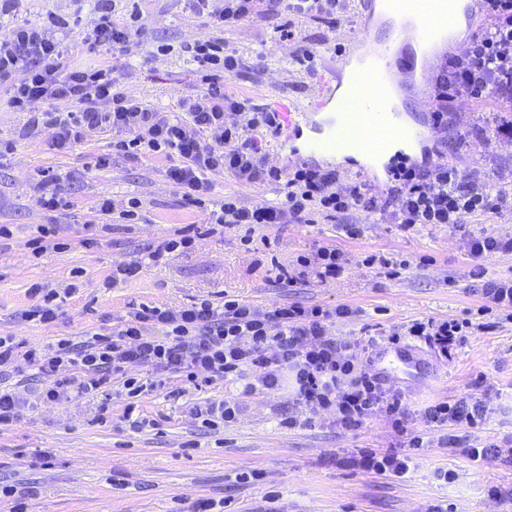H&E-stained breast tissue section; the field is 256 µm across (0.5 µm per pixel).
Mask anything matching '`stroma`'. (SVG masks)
Segmentation results:
<instances>
[{
  "mask_svg": "<svg viewBox=\"0 0 512 512\" xmlns=\"http://www.w3.org/2000/svg\"><path fill=\"white\" fill-rule=\"evenodd\" d=\"M366 2L349 0L332 26L303 22L316 53L306 70L292 65L289 45L275 39L285 15L270 0H259L256 15L224 35L227 49L243 59L241 71L225 79L226 89L260 106L285 96L306 102L317 74L340 76L345 50L362 35ZM134 9L141 12L144 29L130 50L85 51L76 62L114 65L129 94L181 115V100L196 95L200 86L182 45L200 35L205 23L186 0H117L115 16L124 18ZM53 18L65 22L71 42H80L97 18L96 0H17L9 13L0 14V31L16 21L42 26ZM161 45L167 48L162 55L157 52ZM452 107L460 115L459 126L449 128L438 147L420 145L413 164L429 167L445 159L475 182L494 189L512 186V136L498 131L512 114L483 112L464 100ZM24 123L23 113L0 106V145L7 149L0 157V225L13 232L12 240L0 246V336L35 345L108 337L142 306L179 307L202 299L219 303L228 294L263 309L293 302L325 308L345 304L357 314L333 325V334L351 340L373 337L383 344L413 322L477 310L482 300L462 241L512 231L507 212L490 219L467 217L458 227L419 224L404 233L387 217L355 211L317 224H281L254 233L249 244L243 230L228 229L197 240L188 252L154 262L149 252L174 229L205 224L209 209L219 208L225 197L270 200L274 188L246 186L217 173L209 208H188L163 160L114 154L107 132L90 133L62 153L51 129L27 135ZM101 156L109 157V167H98ZM43 171L65 175L69 210L47 213L37 205ZM132 197L142 202L137 222L112 225L96 246L85 247L84 224L99 202L108 199L120 209ZM349 219L363 224L359 238L341 231ZM41 224L57 225L65 252L32 256L27 242ZM323 246L336 247L348 258L336 281H276L274 263H292ZM375 252L405 261L400 276L388 278L367 266L366 257ZM135 262L141 265L135 277L104 287L113 267ZM35 283L74 287L52 324L29 315L28 290ZM485 320L488 330L465 337L447 356L424 341L407 342L417 368L390 387L402 395L410 427L424 434L409 478L364 474L343 462L354 448L398 445L390 420L380 414L350 431L326 415L288 430L279 425L288 413L285 391L260 388L246 395L243 381L221 379L194 388L170 374L161 387L140 396L134 416L142 424L135 427L123 417L127 397L120 379L46 405L39 399L42 377L20 378L6 365L0 366V387L15 388L28 404L17 423L0 427V485L24 492L25 512H190L200 498H231L237 512H261L270 490L281 494L285 512H427L436 503L449 505L452 512H512V503L485 494L491 484L512 486V466L449 456L438 446L439 430L423 423L430 405L477 396L488 400L491 411L475 436L497 440L512 434V320L494 314ZM227 398L239 399L237 418L218 430L201 427L194 407ZM245 469L260 470L262 480L239 482ZM443 470L452 471L453 480H436Z\"/></svg>",
  "mask_w": 512,
  "mask_h": 512,
  "instance_id": "1",
  "label": "stroma"
}]
</instances>
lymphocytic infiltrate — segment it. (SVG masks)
<instances>
[{"label":"lymphocytic infiltrate","instance_id":"obj_1","mask_svg":"<svg viewBox=\"0 0 512 512\" xmlns=\"http://www.w3.org/2000/svg\"><path fill=\"white\" fill-rule=\"evenodd\" d=\"M98 18L81 43L88 48L129 47L142 29L138 12L128 19L114 17V0H98ZM192 13L205 17V31L184 46L200 76L202 90L184 101L185 114L170 117L151 103L128 95L116 70L105 64L76 65L73 47L62 34L63 24L37 27L12 25L0 34V92L10 108L28 113L32 131L50 127L59 150L82 142L88 133L108 132L112 148L126 156L165 158L167 176L181 190L187 205L201 206L212 183L209 173L231 175L242 184H275L279 199L246 204L225 198L211 222L220 227L248 226L259 229L277 224H312L353 210L387 214L391 223L406 231L419 224H461L464 216L498 215L512 211V191L489 190L468 179L456 166L441 161L430 169L402 164L389 174L384 200L366 196L360 186L340 187L335 171L298 167L286 171L269 165V139L282 129L279 113L272 108L249 105L247 99L224 88L241 60L224 44L226 31L256 13L257 0H188ZM287 20L277 30L278 40L291 44V59L298 65L313 60L298 24L304 20L335 24L345 0H273ZM489 28L475 37L465 52L452 56L438 76L432 100L433 127L448 130V103L464 99L485 106L489 97L512 103V0H482ZM46 104L43 112L33 111ZM465 249L473 264L469 276L479 285L484 312H512V277L491 279L486 261L512 256V233L474 236ZM346 305L331 310L292 303L270 310L239 301L232 295L222 303L204 299L172 309L163 305L142 307L118 336L92 335L81 343L61 339L53 345L21 348L13 337L0 336V364L12 362L18 372L37 370L46 381L41 399L53 404L68 398V379L61 369L74 367L83 378L80 391L107 384L112 375L123 374L128 396L141 395V379L126 377L132 366H151L182 374L185 381H212L242 377L253 372L254 385L279 389L288 384L289 397L309 417L329 413L345 430L360 427L381 413L393 420L402 438L400 449L357 448L348 466L361 472L406 478L423 446L420 434L405 425L400 397L386 388L380 376L364 368L357 342L331 334L337 320L352 317ZM467 318L413 323L406 334H391L390 344L408 335L424 340L441 354L448 352L474 330ZM489 411L482 398L442 402L425 411L430 427L466 424L476 427ZM449 455L474 462L496 458L512 464V442L485 441L476 445L454 433L440 436Z\"/></svg>","mask_w":512,"mask_h":512}]
</instances>
